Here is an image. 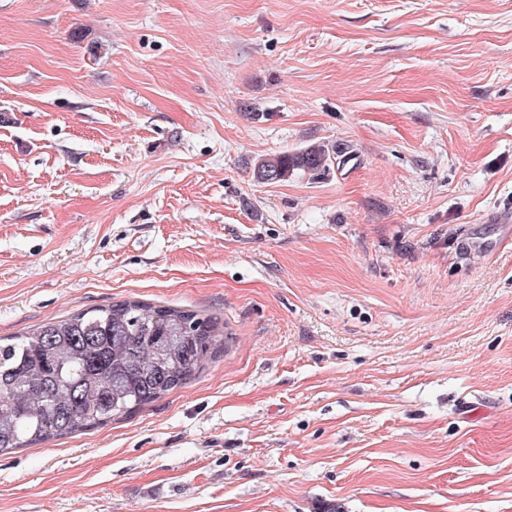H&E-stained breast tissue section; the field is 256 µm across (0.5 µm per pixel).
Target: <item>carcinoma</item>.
I'll use <instances>...</instances> for the list:
<instances>
[{
    "instance_id": "obj_1",
    "label": "carcinoma",
    "mask_w": 512,
    "mask_h": 512,
    "mask_svg": "<svg viewBox=\"0 0 512 512\" xmlns=\"http://www.w3.org/2000/svg\"><path fill=\"white\" fill-rule=\"evenodd\" d=\"M353 159L347 144H314L251 162L273 184ZM224 349L213 315L123 300L0 342V455L106 424L162 398Z\"/></svg>"
}]
</instances>
